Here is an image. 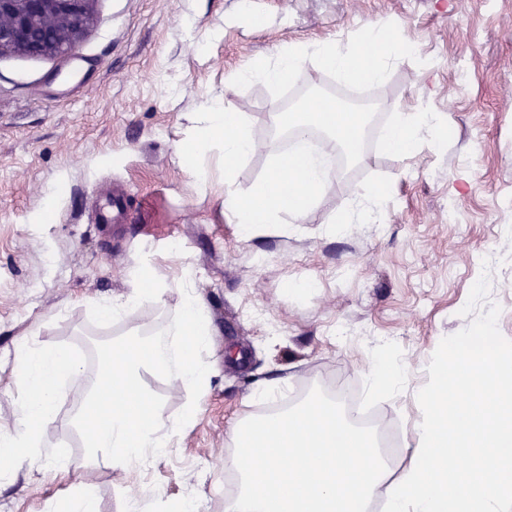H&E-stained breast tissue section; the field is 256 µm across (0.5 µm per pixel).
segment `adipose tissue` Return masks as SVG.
<instances>
[{
	"label": "adipose tissue",
	"instance_id": "1",
	"mask_svg": "<svg viewBox=\"0 0 512 512\" xmlns=\"http://www.w3.org/2000/svg\"><path fill=\"white\" fill-rule=\"evenodd\" d=\"M405 49L406 43L396 30L370 23L349 51H339L329 41L288 44L276 52L274 63L255 64L240 71L238 77L243 81L284 84L312 57L333 72L339 82L378 83ZM427 136L438 144L446 141L442 118L433 112L403 110L395 113L385 142L391 152L404 157ZM138 300L162 304L173 301L176 315L167 329L144 338H129L116 349L107 350L105 368L91 379L92 395L76 415L91 452L109 458L113 466L123 469L140 463L145 454L164 455L170 446V436L177 429L156 404L152 405L149 418H142L145 396L135 388L142 373L163 374L189 391L197 390L207 377L206 369L193 357L194 349L205 345L209 331L191 283L181 282L169 292L158 287L152 278L137 276L124 300L100 303L99 312L108 321L122 312L126 304ZM16 355L17 382L23 394L21 426L0 432V473L16 475L20 463L33 455L53 461L58 471H65L63 451L44 444L41 432L56 412L57 388L64 381L82 377L81 364L66 351L27 340L17 345ZM373 359L368 372L371 391L398 400L403 367L385 346L375 350Z\"/></svg>",
	"mask_w": 512,
	"mask_h": 512
}]
</instances>
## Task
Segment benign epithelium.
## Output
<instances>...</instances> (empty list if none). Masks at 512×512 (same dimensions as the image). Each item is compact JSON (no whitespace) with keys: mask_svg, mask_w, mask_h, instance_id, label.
Listing matches in <instances>:
<instances>
[{"mask_svg":"<svg viewBox=\"0 0 512 512\" xmlns=\"http://www.w3.org/2000/svg\"><path fill=\"white\" fill-rule=\"evenodd\" d=\"M91 0H0V55L64 57L91 20Z\"/></svg>","mask_w":512,"mask_h":512,"instance_id":"benign-epithelium-1","label":"benign epithelium"}]
</instances>
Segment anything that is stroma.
<instances>
[{
    "instance_id": "obj_1",
    "label": "stroma",
    "mask_w": 512,
    "mask_h": 512,
    "mask_svg": "<svg viewBox=\"0 0 512 512\" xmlns=\"http://www.w3.org/2000/svg\"><path fill=\"white\" fill-rule=\"evenodd\" d=\"M72 58L0 55V429L21 417L14 346L78 354L84 378L61 387L44 441L69 466L22 467L0 478V512H66L95 492L100 512H173L184 498L224 512L236 491L225 466L234 421L267 414L259 381L337 396L364 387L369 356L391 343L406 369L393 426L417 418L418 391L443 337L469 325L472 285L491 260L489 302L512 340V0H93ZM396 26L407 53L371 85L377 110L428 108L448 141L421 140L399 157L367 142L303 223L250 235L221 214L219 168L200 186L178 164L186 113L211 99L247 116L259 144L236 176L255 186L285 139L270 115L293 88L347 87L316 61L293 83L240 81L277 48L335 41L351 49L367 23ZM380 188L378 223H340L360 187ZM180 238L185 248L172 252ZM149 269L173 287L191 275L209 322L197 353L209 372L199 397L146 372L141 387L180 421L161 459L129 470L92 455L71 418L89 397L104 347L169 325L173 305L138 303L103 321L99 300ZM193 416H186L190 400Z\"/></svg>"
}]
</instances>
